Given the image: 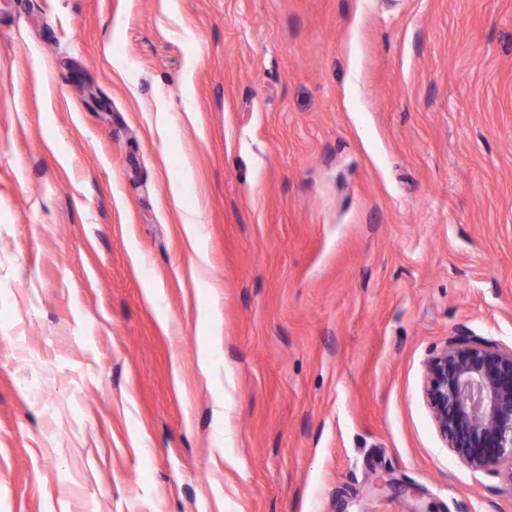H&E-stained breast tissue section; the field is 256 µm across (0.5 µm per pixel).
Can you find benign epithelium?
Returning <instances> with one entry per match:
<instances>
[{"label": "benign epithelium", "mask_w": 512, "mask_h": 512, "mask_svg": "<svg viewBox=\"0 0 512 512\" xmlns=\"http://www.w3.org/2000/svg\"><path fill=\"white\" fill-rule=\"evenodd\" d=\"M424 395L446 447L512 487V349L459 333L427 360Z\"/></svg>", "instance_id": "1"}]
</instances>
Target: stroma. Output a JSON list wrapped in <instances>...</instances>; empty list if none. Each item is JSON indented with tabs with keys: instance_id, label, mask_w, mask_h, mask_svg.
Listing matches in <instances>:
<instances>
[{
	"instance_id": "stroma-1",
	"label": "stroma",
	"mask_w": 512,
	"mask_h": 512,
	"mask_svg": "<svg viewBox=\"0 0 512 512\" xmlns=\"http://www.w3.org/2000/svg\"><path fill=\"white\" fill-rule=\"evenodd\" d=\"M463 330L512 0H0V512H512L424 399Z\"/></svg>"
}]
</instances>
